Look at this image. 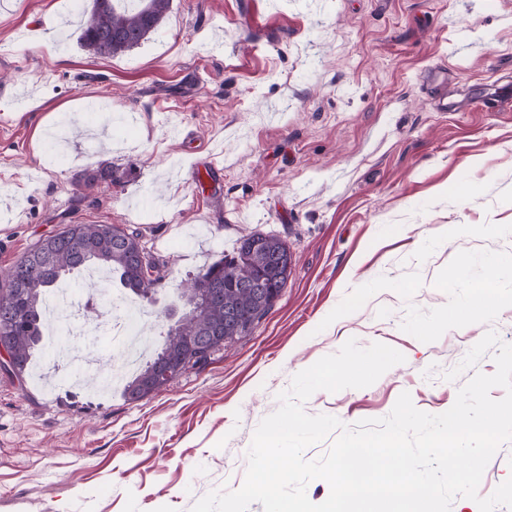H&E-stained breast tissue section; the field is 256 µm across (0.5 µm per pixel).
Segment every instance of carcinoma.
Segmentation results:
<instances>
[{
  "label": "carcinoma",
  "mask_w": 512,
  "mask_h": 512,
  "mask_svg": "<svg viewBox=\"0 0 512 512\" xmlns=\"http://www.w3.org/2000/svg\"><path fill=\"white\" fill-rule=\"evenodd\" d=\"M171 0H92L91 10L84 14L79 29L80 40L94 54L115 56L148 39L170 9ZM288 249L279 237L252 233L241 238L236 250L212 263L199 273L211 280L215 293L200 288L195 293L181 290L182 314L169 324L162 343L149 360L130 376L125 394L137 400L143 378L152 368L171 360L183 363V371L194 369L197 362L188 353L196 340L205 341L203 363L235 340L224 334L225 322L233 314L240 319L248 335L267 313L256 305L253 292L240 287L241 280L251 277L265 283L278 276L276 252ZM144 247L135 230L128 231L113 224H69L54 234L52 261H40V243H35L7 271L6 287H0V335L13 336L14 351L20 373L33 362L43 339V302L71 271L79 268H104L119 277L122 287L148 298L163 278V264L152 257V277L144 274L141 252Z\"/></svg>",
  "instance_id": "obj_1"
}]
</instances>
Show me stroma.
Segmentation results:
<instances>
[{
	"label": "stroma",
	"mask_w": 512,
	"mask_h": 512,
	"mask_svg": "<svg viewBox=\"0 0 512 512\" xmlns=\"http://www.w3.org/2000/svg\"><path fill=\"white\" fill-rule=\"evenodd\" d=\"M91 0H0V271L69 224L140 232L165 277L142 309L151 334L182 282L261 232L293 256L288 283L250 335L149 398L70 387L74 345L37 354L57 389L0 371V512H191L239 489L254 432L294 375L348 340L405 361L374 384L303 405L352 426L402 392L437 415L486 353L512 343V305L459 328L465 288L512 258V0H171L157 31L113 57L70 30ZM448 74L442 111L426 84ZM215 155L224 189L195 166ZM110 181L78 187L84 173ZM356 308H349L353 296Z\"/></svg>",
	"instance_id": "obj_1"
}]
</instances>
